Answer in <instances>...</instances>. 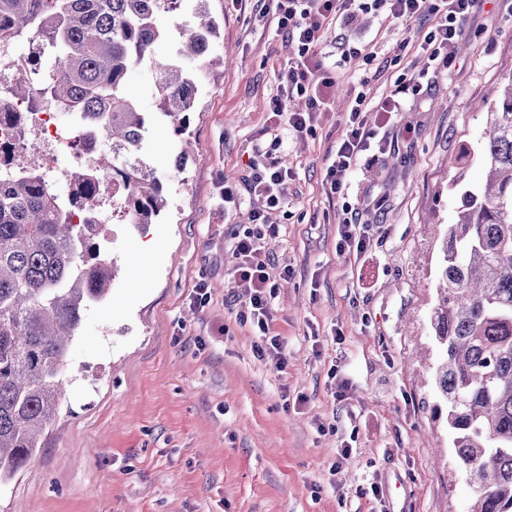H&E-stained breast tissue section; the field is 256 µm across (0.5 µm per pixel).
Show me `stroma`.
Instances as JSON below:
<instances>
[{
	"label": "stroma",
	"mask_w": 512,
	"mask_h": 512,
	"mask_svg": "<svg viewBox=\"0 0 512 512\" xmlns=\"http://www.w3.org/2000/svg\"><path fill=\"white\" fill-rule=\"evenodd\" d=\"M208 7L224 67L202 73L183 140L157 121L146 148L168 206L145 226L112 222L110 294L84 311L58 418L0 487V512H371L360 490L373 482L384 512H463L469 488L432 418L429 314L441 232L482 181L486 109L512 82V0H478L438 69L422 48L431 18L324 21L336 84L300 135L270 114L287 62L271 0ZM355 34L364 51L337 67L338 42ZM401 75L422 90L390 123L368 112L383 152H365L333 192L326 169L352 97L373 107ZM270 164L289 170L266 248L281 367L257 357L258 330L232 289L234 234L258 204L244 180ZM350 206L374 227L357 258L336 250ZM345 444L352 455L332 473Z\"/></svg>",
	"instance_id": "1"
}]
</instances>
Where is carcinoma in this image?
<instances>
[{
	"label": "carcinoma",
	"mask_w": 512,
	"mask_h": 512,
	"mask_svg": "<svg viewBox=\"0 0 512 512\" xmlns=\"http://www.w3.org/2000/svg\"><path fill=\"white\" fill-rule=\"evenodd\" d=\"M209 0H0V50L25 40L39 49L29 75L0 84V98L35 111L81 113L112 144V165L90 161L57 193L28 151L21 113L17 146L0 147V485L35 454L56 420L69 342L90 302L109 294L116 268L93 201L100 180L130 178L126 224H152L168 206L144 153L152 121L170 120L180 139L196 111L198 73L216 63ZM200 17L171 58L162 19L187 6ZM150 65L156 115L126 90L136 66ZM483 157L489 174L462 194L458 221L442 238L438 299L430 316L432 367L450 463L474 489L465 512H512V82L488 112Z\"/></svg>",
	"instance_id": "1"
}]
</instances>
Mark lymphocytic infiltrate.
I'll return each instance as SVG.
<instances>
[{"label": "lymphocytic infiltrate", "instance_id": "lymphocytic-infiltrate-1", "mask_svg": "<svg viewBox=\"0 0 512 512\" xmlns=\"http://www.w3.org/2000/svg\"><path fill=\"white\" fill-rule=\"evenodd\" d=\"M476 0H275V15L279 29L285 35L288 68L284 78L289 88L304 98L305 108L292 110L287 95L272 99L274 116L286 117L294 132L306 130L315 112L327 107L328 90L333 81L326 77L318 57L323 42L322 22L325 19L349 21L356 13H383L395 19L409 20L426 14L434 23L424 37L430 66L447 63L448 51L461 33V22L470 13ZM365 97L356 94L348 115L347 132L336 148L327 168L331 190H339V173L353 167L359 155L370 146L374 134L367 126ZM287 169L272 165L254 169L248 189L261 198L262 208L253 210L251 222L237 238L235 249L239 263L233 274L238 288L251 309V318L260 331L255 345L259 357L275 365H285V342L271 331L270 300L275 294L266 262V246L278 233L277 225L267 220V210L280 206L284 200L282 187Z\"/></svg>", "mask_w": 512, "mask_h": 512}]
</instances>
